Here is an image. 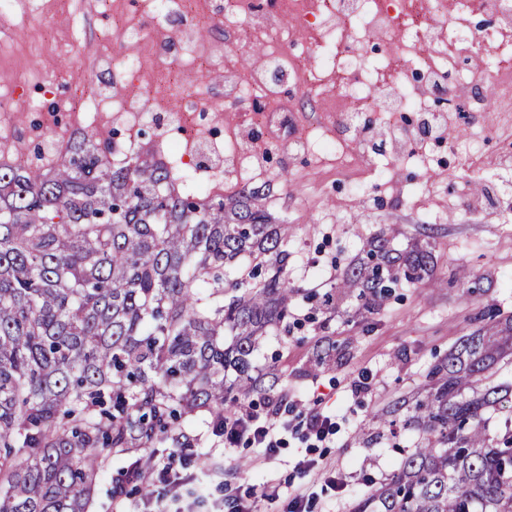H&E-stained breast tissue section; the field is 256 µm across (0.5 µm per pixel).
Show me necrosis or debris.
<instances>
[{"label":"necrosis or debris","mask_w":512,"mask_h":512,"mask_svg":"<svg viewBox=\"0 0 512 512\" xmlns=\"http://www.w3.org/2000/svg\"><path fill=\"white\" fill-rule=\"evenodd\" d=\"M163 20L164 34L150 41L154 66L171 53L197 55L194 37L179 27L183 0H150ZM276 12L289 17V34L312 32L327 61L309 65L304 56L281 50L264 56L247 78L224 77V96L255 101L254 116L269 120L278 111L283 80L303 87L309 101H337L336 125L344 128L360 112H379L382 122L396 127L400 113L426 111L429 100L470 97L479 77L470 68L485 48L494 55L487 76L496 87L493 101L476 100L477 112H512V39L491 26L474 30L471 17L487 15L512 21V0H275ZM224 20L235 27V40L263 44L273 38V18L255 15L252 0H224ZM395 38L385 65L370 69L354 52L356 33Z\"/></svg>","instance_id":"necrosis-or-debris-1"}]
</instances>
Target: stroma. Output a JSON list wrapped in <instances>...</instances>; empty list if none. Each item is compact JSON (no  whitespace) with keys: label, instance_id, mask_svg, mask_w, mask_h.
Here are the masks:
<instances>
[{"label":"stroma","instance_id":"35a3bbf8","mask_svg":"<svg viewBox=\"0 0 512 512\" xmlns=\"http://www.w3.org/2000/svg\"><path fill=\"white\" fill-rule=\"evenodd\" d=\"M223 0H190L185 9L192 32L201 44L222 49L221 65L195 61L193 69L171 60L164 80L185 93L205 96L213 106L208 127L211 140H241L244 130L267 141L257 174L272 180L270 210L294 233L288 243L293 261L291 286L302 292L325 293L348 266L357 262L367 241L386 232L394 248L423 237L434 255L433 278L396 289L380 313L357 316V296L337 298L326 327L307 321L306 304L294 312L289 337L268 336L255 365L265 370L279 363L286 372L288 419L291 428L273 453L253 445L225 447L223 437L199 427L195 453L204 467L187 463L176 486L156 485L155 496L139 493L116 497L112 486L129 464L124 455L105 459L90 512H156L161 499L179 496L194 512H208L214 502L233 507L246 501L251 512H272L266 500L248 497L249 488L274 479L280 494L304 486L313 512H351L369 484L384 483L418 442L412 429H388L380 416L394 402L420 389L426 374L462 336L479 328L478 314L486 308L512 316V113L452 112L448 133L421 139L411 127L392 132L376 113L356 114L344 139L357 158L338 168L334 153L295 144L320 123L319 138L337 135L326 113L278 112L269 127L247 128L245 103L225 101L224 73L254 70L263 47L226 40L218 23ZM32 17L17 18L0 27V88L12 90L7 105L20 116L11 138L15 153H28L36 135L28 125L37 120L47 134L68 139L73 107L89 96H103L108 107L97 125L105 132L125 127L119 110L130 85L151 97L155 80L130 72V51L146 55L148 45L132 47V28L151 29L158 18L142 0H39ZM97 37L89 51L63 56L75 28ZM113 56L115 73L103 81L98 55ZM487 186L481 208H471L475 183ZM479 276L476 293L463 292L462 273ZM332 350L330 366L319 363L320 350ZM330 416L331 433L324 440L306 435L310 411ZM312 463L298 470L299 461Z\"/></svg>","mask_w":512,"mask_h":512}]
</instances>
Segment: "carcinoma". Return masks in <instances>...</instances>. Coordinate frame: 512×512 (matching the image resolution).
I'll return each instance as SVG.
<instances>
[{"instance_id":"carcinoma-1","label":"carcinoma","mask_w":512,"mask_h":512,"mask_svg":"<svg viewBox=\"0 0 512 512\" xmlns=\"http://www.w3.org/2000/svg\"><path fill=\"white\" fill-rule=\"evenodd\" d=\"M37 161L0 149V512H89L103 457L132 455L112 494L145 481V448L193 447L198 412L218 433L245 402L287 399L266 336L289 333L288 236L271 185L231 197L180 188L178 158L93 130ZM368 262L331 285L365 312L434 271L432 252L371 239ZM512 354V318L462 337L428 373L404 420L424 436L352 512H512V386L467 395Z\"/></svg>"}]
</instances>
